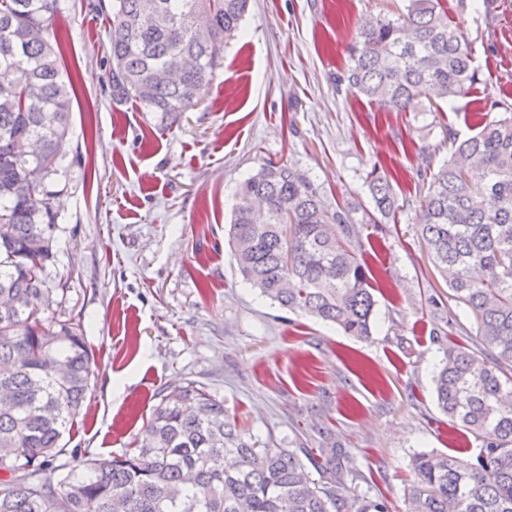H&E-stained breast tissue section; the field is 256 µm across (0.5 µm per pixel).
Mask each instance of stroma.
Listing matches in <instances>:
<instances>
[{"label":"stroma","instance_id":"obj_1","mask_svg":"<svg viewBox=\"0 0 512 512\" xmlns=\"http://www.w3.org/2000/svg\"><path fill=\"white\" fill-rule=\"evenodd\" d=\"M99 2L60 0L54 20L75 96L49 265L67 294L49 313L82 315L93 354L63 437L70 465L140 446L161 395L191 380L258 446L341 449L348 499L409 512L415 455L483 446L437 406L444 353L473 347L477 323L435 268L419 214L449 135L470 136L486 104H512V0L490 15L483 0H447L479 81L451 105L405 111L372 108L339 78L361 21L397 18L407 0H250L223 68L168 126L113 99ZM269 161L363 211L367 173L387 174L395 220L357 227L377 301L370 338L272 307L237 273L234 191ZM452 314L462 329L449 331Z\"/></svg>","mask_w":512,"mask_h":512}]
</instances>
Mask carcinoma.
<instances>
[{"mask_svg":"<svg viewBox=\"0 0 512 512\" xmlns=\"http://www.w3.org/2000/svg\"><path fill=\"white\" fill-rule=\"evenodd\" d=\"M250 0H110L112 97L171 119L223 67ZM59 0H0V512H351L339 448H255L224 400L188 382L162 395L150 441L86 454L61 445L92 376L79 318H44L66 283L48 271L58 230L48 179L64 168L71 82L49 30ZM342 81L378 108L452 103L479 80L445 0H408L369 17ZM453 140L421 201L420 231L438 271L478 319L476 347L450 346L438 406L485 448L420 454L412 512H512V107ZM374 210L396 214L373 168ZM230 241L243 281L270 303L372 335L376 300L356 209L325 199L299 170L269 162L235 190ZM317 472L320 479L312 477Z\"/></svg>","mask_w":512,"mask_h":512,"instance_id":"obj_1","label":"carcinoma"}]
</instances>
